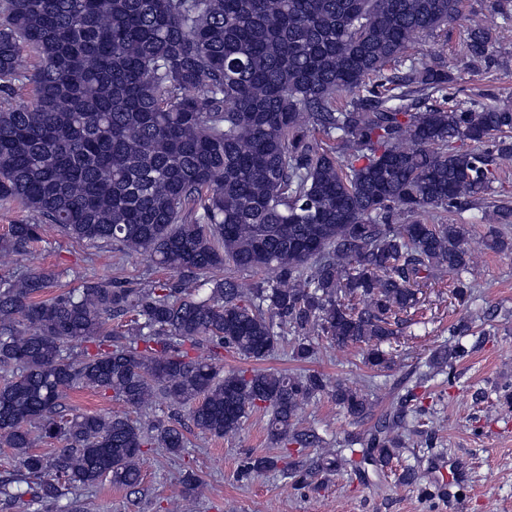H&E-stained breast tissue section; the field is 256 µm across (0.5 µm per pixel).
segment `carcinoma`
Instances as JSON below:
<instances>
[{"mask_svg": "<svg viewBox=\"0 0 512 512\" xmlns=\"http://www.w3.org/2000/svg\"><path fill=\"white\" fill-rule=\"evenodd\" d=\"M460 19L459 65L409 54ZM491 63V30L462 0H0V201L32 216L0 236V447L18 462L0 503L28 495L47 510L106 477L136 490L144 449L187 447L174 423L67 417L73 390L185 407L216 438L261 412L288 463L248 457L241 475H336L342 451L311 455L324 439L297 411L329 395L365 421L366 395L315 371L226 370L223 353L260 363L288 342L309 363L324 336L382 370L434 271L466 298L470 230L448 212L482 208L497 161L512 160V109L452 104L447 89ZM25 81L33 101L9 100ZM48 225L178 280L85 279L48 297L61 274L28 264ZM226 266L276 279L216 277ZM204 345L206 358L187 350ZM467 356L457 341L432 367L450 380ZM413 397L370 427L363 458H400L393 431ZM54 438L66 442L54 459L35 451Z\"/></svg>", "mask_w": 512, "mask_h": 512, "instance_id": "obj_1", "label": "carcinoma"}]
</instances>
